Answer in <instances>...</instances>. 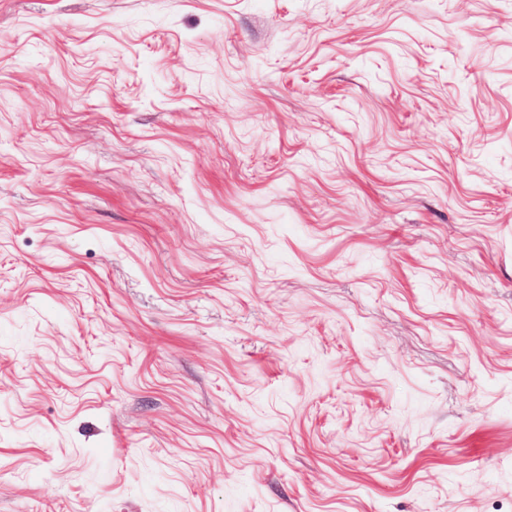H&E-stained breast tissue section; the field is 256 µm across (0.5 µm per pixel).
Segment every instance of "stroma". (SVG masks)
Wrapping results in <instances>:
<instances>
[{"mask_svg":"<svg viewBox=\"0 0 512 512\" xmlns=\"http://www.w3.org/2000/svg\"><path fill=\"white\" fill-rule=\"evenodd\" d=\"M0 512H512V0H0Z\"/></svg>","mask_w":512,"mask_h":512,"instance_id":"obj_1","label":"stroma"}]
</instances>
